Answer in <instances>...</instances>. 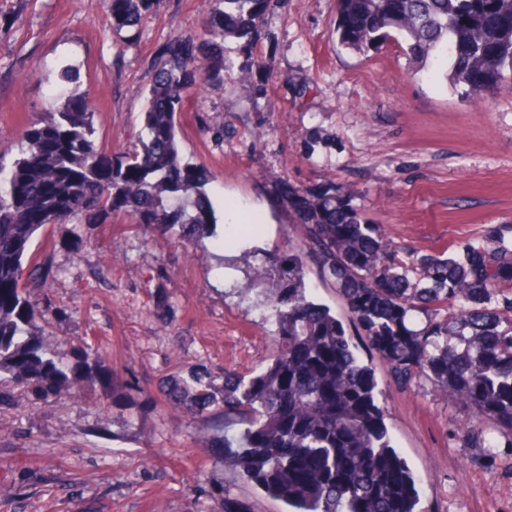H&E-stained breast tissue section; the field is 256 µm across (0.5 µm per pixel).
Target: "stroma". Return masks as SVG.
<instances>
[{
	"mask_svg": "<svg viewBox=\"0 0 512 512\" xmlns=\"http://www.w3.org/2000/svg\"><path fill=\"white\" fill-rule=\"evenodd\" d=\"M211 7L158 0L139 29L118 33L104 0H0V159L11 162L28 123L73 89L94 106L100 149L131 148L160 47L201 33ZM335 16L336 0H281L253 39L246 74L186 93L182 157L209 170L205 191L227 247L149 235L121 213L39 231L34 252L51 258L55 275L31 299L60 310L46 342L68 363L84 345L99 347L112 378L71 398L0 385L11 398L0 407V512H220L222 487L248 495L254 512H283L233 482L200 445L207 422L168 409L158 384L191 367L245 373L270 357V326L255 306L265 283L253 270L287 253L302 262L308 298L330 308L374 368L391 443L425 512H512V448L462 445L457 431L471 413L426 380L393 385L302 249L281 191L285 182L334 186L412 251L448 252L493 228L512 242V85L476 99L450 88L445 62L410 63L401 42L346 50ZM230 202L242 231L222 221ZM228 275L250 286L247 298L227 293Z\"/></svg>",
	"mask_w": 512,
	"mask_h": 512,
	"instance_id": "stroma-1",
	"label": "stroma"
}]
</instances>
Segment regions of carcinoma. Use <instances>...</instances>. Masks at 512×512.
Listing matches in <instances>:
<instances>
[{"instance_id": "carcinoma-1", "label": "carcinoma", "mask_w": 512, "mask_h": 512, "mask_svg": "<svg viewBox=\"0 0 512 512\" xmlns=\"http://www.w3.org/2000/svg\"><path fill=\"white\" fill-rule=\"evenodd\" d=\"M119 31L137 27L157 0H105ZM201 33L169 38L148 83L135 147L115 155L95 141L94 109L75 93L30 123L17 156L0 160V384L37 395L104 384L111 359L91 346L74 365L43 342L53 308L31 302L27 285L52 273L31 245L48 224H98L121 212L150 233L179 227L188 243L213 233L204 169L184 161L179 115L192 87L224 84V42L251 55L274 0H221ZM339 44L359 54L402 38L416 63L443 56L448 80L472 97L512 78V0H337ZM301 241L331 279L350 317L395 385L427 378L482 427L461 428L481 448H512V245L498 230L449 253L392 243L352 198L332 186L288 190ZM288 287L271 283L265 320L274 326L269 362L247 375L226 369L222 388L189 371L159 384L165 403L211 421V447L224 470L288 506L286 512H423L416 481L391 446L376 403L372 369L342 323L309 300L302 265L273 258ZM221 512H252L245 497L222 496Z\"/></svg>"}]
</instances>
